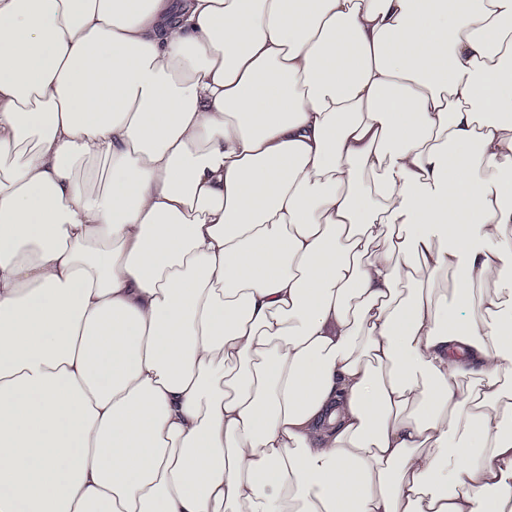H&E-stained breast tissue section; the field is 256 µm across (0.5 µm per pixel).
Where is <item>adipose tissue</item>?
I'll list each match as a JSON object with an SVG mask.
<instances>
[{"mask_svg":"<svg viewBox=\"0 0 512 512\" xmlns=\"http://www.w3.org/2000/svg\"><path fill=\"white\" fill-rule=\"evenodd\" d=\"M512 0H0V512H512Z\"/></svg>","mask_w":512,"mask_h":512,"instance_id":"adipose-tissue-1","label":"adipose tissue"}]
</instances>
